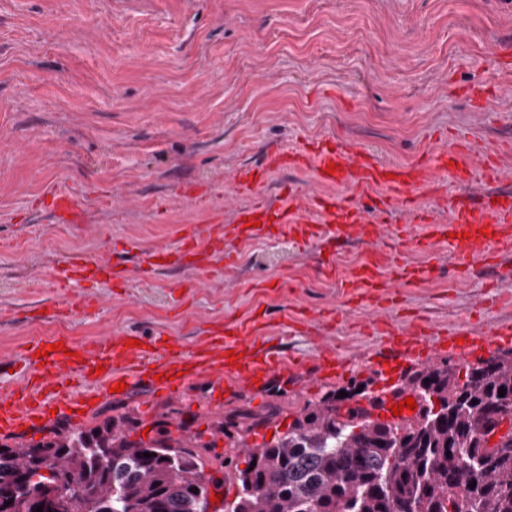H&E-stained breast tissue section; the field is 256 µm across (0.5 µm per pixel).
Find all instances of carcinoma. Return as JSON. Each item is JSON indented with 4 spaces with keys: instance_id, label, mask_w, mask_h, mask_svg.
<instances>
[{
    "instance_id": "cac0c4a2",
    "label": "carcinoma",
    "mask_w": 512,
    "mask_h": 512,
    "mask_svg": "<svg viewBox=\"0 0 512 512\" xmlns=\"http://www.w3.org/2000/svg\"><path fill=\"white\" fill-rule=\"evenodd\" d=\"M408 380L439 402L420 422L368 421L356 432L327 396L282 436L247 449L256 465L238 471L224 512H448L452 498L463 512H512V431L491 447L485 440L512 415V353L478 360L462 383L434 366ZM122 422L109 416L46 442L4 445L0 512H203L210 481L194 440H131Z\"/></svg>"
}]
</instances>
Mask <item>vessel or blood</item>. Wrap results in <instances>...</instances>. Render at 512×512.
<instances>
[{
	"mask_svg": "<svg viewBox=\"0 0 512 512\" xmlns=\"http://www.w3.org/2000/svg\"><path fill=\"white\" fill-rule=\"evenodd\" d=\"M288 170L311 171L315 190L284 191L276 204L257 199L241 210L240 222L227 226L220 215L208 214L206 229L186 227L177 251L164 247L152 251L145 259L147 268L170 265L177 259L195 263L203 249L220 253L228 240L249 241L274 232L302 244L326 233L339 242L351 237L380 241L389 236V225L371 223L368 211L336 196L339 188L360 193L377 191L376 207L381 211L396 205L412 211L416 240L421 246L459 234L458 245L466 263L493 269L499 254L512 251L511 192H501L497 197L488 193L476 200L449 199L453 220L448 224L433 223L429 214L418 210L413 196L418 189L438 192L447 175L462 186L469 184L477 170L493 183L512 177L496 152H483L468 142L456 141L405 165L382 161L367 149L340 142L304 143L267 151L260 165L235 171L229 187L238 195H255L273 174ZM49 207L64 222L73 224L78 220L77 203L69 193H52ZM254 217L260 219V226H251ZM427 276V269L398 259L391 264L389 276H382L378 263L371 262L353 269L349 283L364 289L366 301L375 305L395 300L398 285L418 284ZM82 279L119 286L124 275L119 264L91 262L77 255L57 271L54 284L65 288ZM372 329L382 338L378 349L348 358L337 355L334 347L323 342L310 369L284 351L268 346L267 324L261 314L248 319L226 318L189 347L175 339L161 338H147L134 347L129 335L122 334L84 343L69 341L64 350L52 352L47 340L36 338L8 362L9 367L19 370L20 378L7 394L0 395V434L50 430L56 419L76 418L78 412L89 411L91 404L108 398L110 388L120 382L130 390L147 385L154 391L171 393L184 380L205 377L223 383L228 391L259 392L279 377L307 372L318 380H332L362 364L375 370L383 382L380 392L369 399L367 412L389 423L397 419L405 423L422 414L418 408L398 418L391 412L392 405L410 395L401 384L406 368L426 365L445 354L470 359L483 350L512 343L511 326L500 327L489 337L465 322L449 331L435 332L417 319L398 327L376 320ZM231 351L239 355L233 363L227 358Z\"/></svg>",
	"mask_w": 512,
	"mask_h": 512,
	"instance_id": "vessel-or-blood-1",
	"label": "vessel or blood"
}]
</instances>
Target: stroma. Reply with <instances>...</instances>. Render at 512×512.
<instances>
[{"label":"stroma","mask_w":512,"mask_h":512,"mask_svg":"<svg viewBox=\"0 0 512 512\" xmlns=\"http://www.w3.org/2000/svg\"><path fill=\"white\" fill-rule=\"evenodd\" d=\"M506 50L512 0H0V357L43 336L161 334L189 346L227 315L257 310L271 343L307 360L321 338L345 357L375 350L376 319L397 326L417 313L480 332L512 323V307L489 301L512 294V256L466 274L454 245L422 248L409 233L379 247L432 274L379 308L348 300L347 271L379 248L360 241L337 250L332 278L321 242L277 237L234 243L232 260L202 270L140 273L145 254L176 246L199 216L231 222L248 199L227 178L268 149L330 139L410 164L458 138L490 150L512 142V70L496 65ZM478 83L493 89L485 110L462 93ZM55 191L76 196L80 223H56L46 209ZM126 240L138 248L122 259L124 287H54L69 256L108 260ZM63 303L75 311L42 319ZM328 309L336 321L319 335L292 330ZM378 388L370 369L279 379L264 393L194 379L170 397L112 398L79 424L124 415L134 440L195 437L222 496L206 512H224L248 463L241 444L281 436L330 392L348 393L338 404L348 421Z\"/></svg>","instance_id":"35a3bbf8"}]
</instances>
